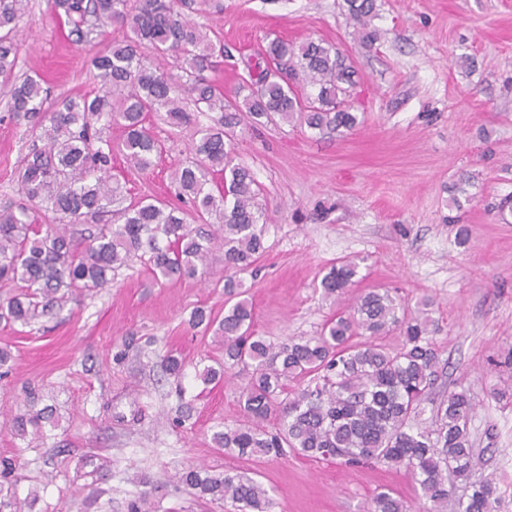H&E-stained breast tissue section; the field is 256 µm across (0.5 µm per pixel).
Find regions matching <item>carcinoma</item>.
<instances>
[{"instance_id":"1","label":"carcinoma","mask_w":512,"mask_h":512,"mask_svg":"<svg viewBox=\"0 0 512 512\" xmlns=\"http://www.w3.org/2000/svg\"><path fill=\"white\" fill-rule=\"evenodd\" d=\"M362 38L376 39L369 28L376 0H347ZM196 0H55L58 19L77 43H89L102 25L119 23L130 35L112 43L92 60L101 92L93 97L50 99L42 80L13 75L19 53L17 22L28 0H0V77L9 85L10 111L22 116L43 142L22 159L19 178L28 201L52 214L55 223L39 224L32 209L0 211V282L22 283V292L0 302V321L30 324L63 309L83 290L104 288L112 273L139 251L149 254L150 270L163 279L194 278L210 266L214 248L224 251V294L229 304L217 321L203 309L190 324L214 332L224 345V365L207 367L203 383L220 382L226 366L252 368L239 395L252 424L226 427L213 441L239 455L283 457L295 452L314 458H342L394 465L409 471L423 495L440 512L448 500L447 475L467 480L476 465L469 440L475 403L465 391H451L432 407L430 424L419 423L424 405L443 371L434 342L437 325L433 301L424 298L415 313L387 289L361 293L349 313L331 320L317 336L273 343L256 334L253 311L241 298L237 275L253 267L264 252L265 213L251 169L237 161V131L276 118L297 119L308 129L344 136L363 122L349 102L353 70L338 49L306 42L298 46L274 38L262 47L250 76L248 95L228 97L203 76L211 60L227 57L229 48L212 42L202 28L184 19ZM173 54L185 77L147 64L142 42ZM301 71L315 89L303 93L280 75L285 63ZM189 99L207 122L199 124L193 157L172 176L175 195L191 210L140 200L123 205L112 177V143L106 131H126L121 152L134 168L155 166L159 146L145 126L146 115L164 111L174 123L187 118ZM219 173L224 189L213 193L209 176ZM216 219L218 231L194 229L188 219ZM74 224L95 231L76 239ZM359 262L334 264L320 281L323 294L340 297L355 285ZM402 338L395 352L376 340L391 332ZM315 385L288 390L305 377ZM15 416L11 430L25 438L40 435L52 411L36 408ZM277 427L266 426L269 418ZM177 483L197 497L229 502L235 512H271L269 491L234 471L209 473L186 468ZM496 484L490 478L471 485L458 512H496ZM371 512H412V505L390 491L373 498Z\"/></svg>"}]
</instances>
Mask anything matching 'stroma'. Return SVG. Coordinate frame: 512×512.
Masks as SVG:
<instances>
[{
  "mask_svg": "<svg viewBox=\"0 0 512 512\" xmlns=\"http://www.w3.org/2000/svg\"><path fill=\"white\" fill-rule=\"evenodd\" d=\"M53 2L28 0L14 72L40 74L55 100L95 94L91 59L125 31L108 24L92 42L74 43ZM218 2L188 18L229 46L207 73L227 93L247 79V60L265 42H322L354 70L364 114L342 138L279 119L238 134L237 155L267 214L259 271L241 276L255 332L278 342L318 335L371 288L411 305L432 298L447 364L436 391L464 389L475 399L474 476L493 477L499 512H512V208L502 205L512 199V0H377L371 44L345 0ZM146 125L160 147L155 167L142 173L119 155L113 172L126 201L174 200L172 174L189 158L196 126L169 124L158 112ZM24 130L0 85V210L26 200L18 174L32 142ZM347 257L362 260L357 284L324 297L322 275ZM223 277L219 251L195 279L155 278L136 258L111 285L53 315L0 323V347L13 356L0 379V459L16 463L5 512H126L146 490L157 512H234L175 487V471L196 465L253 476L272 490L273 512H369L387 489L428 512L402 468L215 446L214 432L247 422L239 394L249 372L232 367L213 388L197 380L223 361L224 348L188 320L199 307L223 316ZM171 355L185 362L181 380L163 371ZM31 389L55 421L43 436L21 439L10 420L26 410ZM182 398L194 412L178 427ZM91 455L109 462L95 478L83 469Z\"/></svg>",
  "mask_w": 512,
  "mask_h": 512,
  "instance_id": "1",
  "label": "stroma"
}]
</instances>
